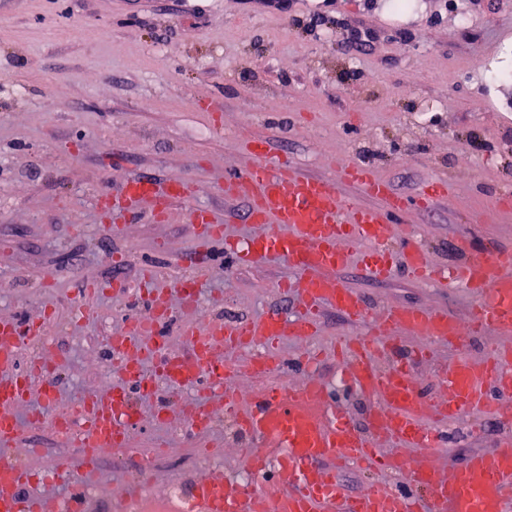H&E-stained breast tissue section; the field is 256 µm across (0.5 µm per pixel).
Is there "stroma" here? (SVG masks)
<instances>
[{
	"label": "stroma",
	"instance_id": "1",
	"mask_svg": "<svg viewBox=\"0 0 512 512\" xmlns=\"http://www.w3.org/2000/svg\"><path fill=\"white\" fill-rule=\"evenodd\" d=\"M7 0L0 8V312L36 317L46 299L72 304L83 281L119 276L137 284L158 269V289L181 275L202 283L203 319L234 320L270 309L293 313L295 296L274 283L288 272L269 261L242 268L218 245H201L189 218L209 210L229 230L252 233L242 202L224 197L218 174L243 166L245 140L265 137L300 173L335 179L337 159L370 168L405 197L435 176L448 195L405 212L438 264L512 251V80L485 83L481 58L512 63V0ZM82 31L70 39V28ZM109 39H102V30ZM193 184L164 221L144 208L118 216L102 203L127 182ZM495 223L480 221L482 212ZM118 223L122 233L105 226ZM165 242L157 251L156 242ZM122 254L121 269L112 266ZM342 283L371 307L414 305L467 320L474 305L395 270L384 281L359 264ZM51 290H44V281ZM97 323H57L49 344L58 361L57 402L71 404L113 380L108 338L123 331L131 299L96 303ZM512 338L489 331L413 365L419 393L439 392L440 370L456 357L483 360ZM202 390L157 382L144 398L132 448L100 465L89 512H115L111 489L129 481L155 443L174 449L155 463L156 490L170 493L198 475L236 476L233 450L244 435L223 423L191 434L183 410ZM508 427L488 413L449 422L441 463L462 465L493 447ZM77 449L48 432L23 430L10 458L41 470Z\"/></svg>",
	"mask_w": 512,
	"mask_h": 512
}]
</instances>
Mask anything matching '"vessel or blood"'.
Wrapping results in <instances>:
<instances>
[{
  "mask_svg": "<svg viewBox=\"0 0 512 512\" xmlns=\"http://www.w3.org/2000/svg\"><path fill=\"white\" fill-rule=\"evenodd\" d=\"M248 145L251 163L226 172L220 187L225 196L244 198L245 217L260 226V233L229 241L223 225L198 207L191 212L192 221L203 240L222 242L238 265L287 263L292 275L276 286L301 297L303 312L293 317L268 311L248 320H213L204 336L194 325H186L180 334L189 352L173 356L164 346L161 330L176 307L198 306L200 284L193 277L176 279L173 290L178 301L173 304L153 290L154 271L144 270L146 289L136 298L144 302L145 310L126 319L125 335L109 340L118 382L87 392L62 411L31 404V378H41L49 388L54 385L48 357L39 354L26 365L18 363L24 346L45 340L58 319L56 307L46 304L35 321L1 319L0 446L11 447L25 424L70 437L79 448L78 456L48 466L44 474L51 479L62 473L69 477L68 494L57 500L55 512H89L91 484L101 456L130 443L129 429L137 420L136 394L153 392L159 379L175 388L202 382L211 393L223 394L225 413L236 418L254 445L275 449L276 454L250 458L257 474L253 488L222 475L198 477L185 485L182 498L165 497L163 512H182L185 499L192 512H512L511 436L446 471L438 467L435 452L444 438L441 426L449 420L474 410L512 420V407L498 400L512 392V350L493 352L477 365L465 357L454 359L440 393L431 400L420 396L407 359L377 363L404 334L423 337V345L416 349L421 356L440 345L456 346L466 332L493 329L512 334V252L498 253L491 263L472 258L449 270L436 268L413 235L394 237V218L410 207L433 205L446 195V181L430 180L411 200L358 163L336 161V178L330 181L298 174L291 161L272 159L264 137H249ZM338 182L355 186L367 197V204L340 196L334 190ZM191 195L190 187L179 181L161 187L138 179L113 198L112 209L121 213L146 202L160 216L172 202L189 200ZM397 247L403 249L404 266L413 278L445 289L464 288L473 295L468 321L437 308L412 305L369 310L336 275L357 257L377 278H388ZM324 308L362 327L361 333L342 342L346 364L340 384L323 381L309 355L303 358L307 374L297 385L275 382L284 367L278 343L288 339L302 343L316 335L317 317ZM255 347L260 353L249 376L260 386L244 388L237 385L228 357ZM150 364L156 376H147L145 368ZM340 387L373 401L367 429H358L338 411L335 391ZM21 408L28 411L23 421L16 416ZM185 414L193 431L211 429L213 416L205 400L186 406ZM348 465L407 473L414 487L425 490L429 498L424 501L379 483L347 495L336 471ZM34 476L25 463L0 461V512H42L41 500L28 492ZM153 492L151 480L136 476L121 486L119 498L144 502Z\"/></svg>",
  "mask_w": 512,
  "mask_h": 512,
  "instance_id": "1",
  "label": "vessel or blood"
}]
</instances>
